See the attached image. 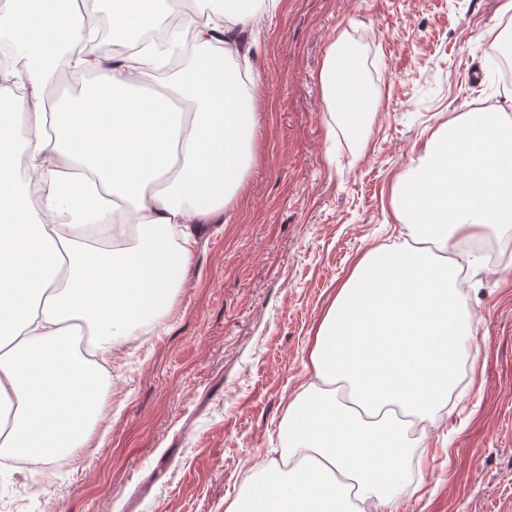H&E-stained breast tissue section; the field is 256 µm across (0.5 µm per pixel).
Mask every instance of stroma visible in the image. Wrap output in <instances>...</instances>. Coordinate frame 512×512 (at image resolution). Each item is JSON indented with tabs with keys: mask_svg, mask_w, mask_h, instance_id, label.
I'll return each mask as SVG.
<instances>
[{
	"mask_svg": "<svg viewBox=\"0 0 512 512\" xmlns=\"http://www.w3.org/2000/svg\"><path fill=\"white\" fill-rule=\"evenodd\" d=\"M502 0H278L248 33L258 112L252 166L206 225L164 323L113 354L91 445L50 463L0 460V512H225L281 445L289 401L333 294L368 250L398 239L399 176L440 126L512 115ZM376 113L365 148L335 131L317 75L334 40ZM476 314L456 409L430 429L420 488L393 512H512V255L466 270Z\"/></svg>",
	"mask_w": 512,
	"mask_h": 512,
	"instance_id": "35a3bbf8",
	"label": "stroma"
}]
</instances>
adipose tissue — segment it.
<instances>
[{"instance_id":"ef3b65f1","label":"adipose tissue","mask_w":512,"mask_h":512,"mask_svg":"<svg viewBox=\"0 0 512 512\" xmlns=\"http://www.w3.org/2000/svg\"><path fill=\"white\" fill-rule=\"evenodd\" d=\"M209 2L184 11L197 51L161 83L155 45L73 57L75 12L0 0V39L27 75L0 126V452L47 463L88 443L113 351L131 326L163 323L202 225L242 187L258 116L224 58L248 54L255 19ZM168 12L112 0V25L137 38ZM61 68L79 95H61ZM318 81L364 141L373 110L354 58L329 47ZM390 205L404 240L368 251L337 289L288 404L287 455L255 464L226 512H392L426 466L473 334L461 272L476 258L462 245L512 234V116L449 119Z\"/></svg>"}]
</instances>
